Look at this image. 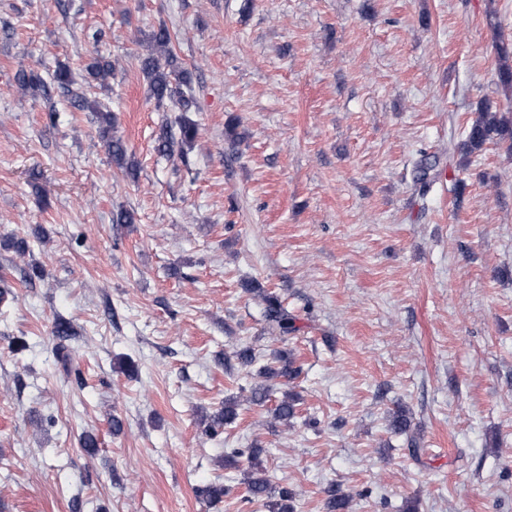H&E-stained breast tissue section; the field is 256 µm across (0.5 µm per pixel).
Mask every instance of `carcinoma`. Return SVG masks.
I'll return each mask as SVG.
<instances>
[{
    "mask_svg": "<svg viewBox=\"0 0 512 512\" xmlns=\"http://www.w3.org/2000/svg\"><path fill=\"white\" fill-rule=\"evenodd\" d=\"M143 54L141 59L142 71L148 84V96L161 104L166 100L176 102L182 112H188L193 104L191 88V73L184 63L174 53L172 48V36L170 31L161 26L153 31L142 43ZM512 55V50L507 45L499 46V57L504 64L499 68V80L505 87L512 88V67L505 63V60ZM116 69L115 63L100 57L93 58L86 67L88 77L86 83H95L104 86L112 78ZM18 88L27 92H41L48 97L54 87L63 90L69 97L72 106L80 111L96 113L98 122L101 124L100 133L107 139V146L112 154L113 162L124 167L127 174L135 177L137 170L134 163L127 161V146L122 138L109 136L113 128L112 112L108 107L97 100L87 96L84 88L75 85L67 69L59 68L45 79L39 65L32 64L29 70H23L17 77ZM200 128L197 124L184 118L179 122V135H174L168 127L161 128L158 136V151L170 157L174 155L183 156L186 148L190 147L198 137ZM505 141H511L509 149L512 150V117L507 118L494 109L490 103L482 105L478 116L466 129L465 138L458 143L448 144V154L456 152L467 156L480 149L483 145L494 139V137ZM259 296L264 304V316L267 321V330L278 338L285 340L296 331L295 319L289 314L278 295L259 290ZM276 365L264 366L258 376L265 379L282 377L292 379L296 375L293 362L288 359V354L279 352L274 356ZM237 418V404L228 402L224 404V410L219 412L209 430L217 434L218 430L225 425L232 423ZM259 451L252 452L250 457L251 470L247 478L246 493L249 501H264L270 512H291L289 502L293 493L286 487L275 488L271 479L265 475V471L259 468ZM349 506V498L345 494L331 489L328 491V498L325 502L326 512H345Z\"/></svg>",
    "mask_w": 512,
    "mask_h": 512,
    "instance_id": "cac0c4a2",
    "label": "carcinoma"
}]
</instances>
